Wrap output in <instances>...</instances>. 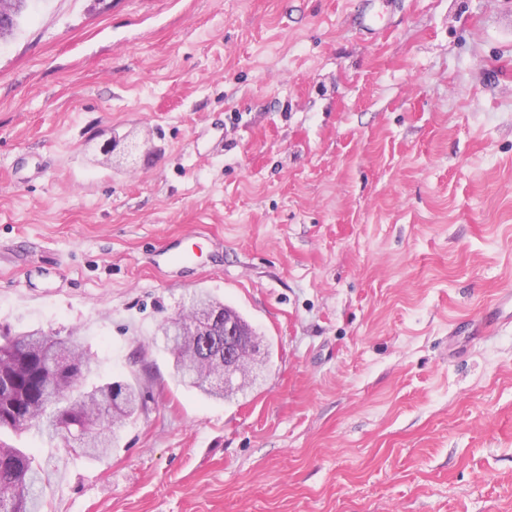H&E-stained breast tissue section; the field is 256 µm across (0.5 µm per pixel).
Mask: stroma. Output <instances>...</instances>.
Returning <instances> with one entry per match:
<instances>
[{
	"label": "stroma",
	"instance_id": "35a3bbf8",
	"mask_svg": "<svg viewBox=\"0 0 512 512\" xmlns=\"http://www.w3.org/2000/svg\"><path fill=\"white\" fill-rule=\"evenodd\" d=\"M365 3L47 0L0 45V331L141 392L106 456L0 434L45 512H512V0ZM201 290L271 348L226 402L154 342Z\"/></svg>",
	"mask_w": 512,
	"mask_h": 512
}]
</instances>
